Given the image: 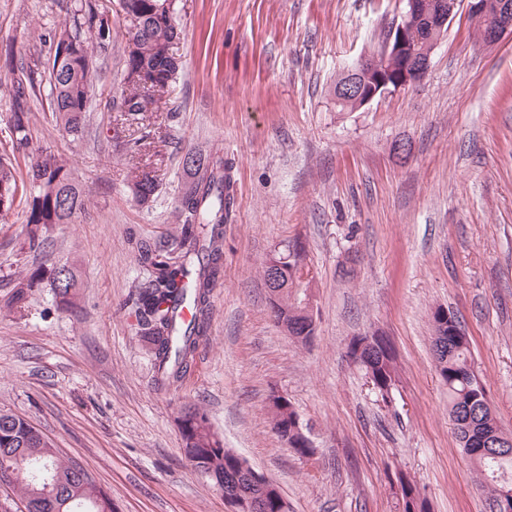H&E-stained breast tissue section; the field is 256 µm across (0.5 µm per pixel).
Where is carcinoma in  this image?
Wrapping results in <instances>:
<instances>
[{"mask_svg": "<svg viewBox=\"0 0 512 512\" xmlns=\"http://www.w3.org/2000/svg\"><path fill=\"white\" fill-rule=\"evenodd\" d=\"M115 12L127 30L124 55L126 85L119 109L144 120L159 110L180 61L173 44L181 31L173 0H115ZM69 21L48 37V49L32 46L20 63V75L9 88L10 116L4 128L7 149L0 153V216H8L17 201L27 205L26 234L21 249L37 251L41 233L53 224H71L85 211L87 193L69 177L66 159L48 149L33 146L30 98L37 86L49 85L50 108L63 130L83 135L86 114L92 111V61L89 46L105 48L111 29L102 0H69ZM198 166L193 181L176 207L180 224L174 247H143L139 263L144 283L133 298L139 336L150 345L155 384L160 389L178 388L194 364L200 342L210 325L211 294L224 278V222L233 200V185L217 149L203 154L189 152ZM25 171H20L18 159ZM157 180L144 172L135 175L138 202L147 204L157 191ZM56 263L42 262L14 280L11 304L25 301L34 289L46 284L61 309L72 312L78 298V279L73 268L63 286L57 282ZM191 312L181 318L182 308ZM433 340L443 343L440 373L448 387V412L457 422L471 418L473 433L497 430L494 412L485 403L483 390L462 374L472 366L470 346L448 335L437 314H432ZM375 381L395 385L396 367L384 362L383 348L363 350ZM272 429L287 428L284 407H269ZM183 452L194 472L215 484H224L236 459L211 431L209 419L198 408L188 407L179 416ZM479 474L480 486L491 494L490 483L512 482V457L495 461L478 449L464 447ZM75 464L63 460L54 442L27 419L0 410V481H10L29 512H115L112 498L89 475L78 477Z\"/></svg>", "mask_w": 512, "mask_h": 512, "instance_id": "carcinoma-1", "label": "carcinoma"}]
</instances>
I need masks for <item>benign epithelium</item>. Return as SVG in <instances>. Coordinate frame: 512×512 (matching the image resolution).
Wrapping results in <instances>:
<instances>
[{
	"instance_id": "1",
	"label": "benign epithelium",
	"mask_w": 512,
	"mask_h": 512,
	"mask_svg": "<svg viewBox=\"0 0 512 512\" xmlns=\"http://www.w3.org/2000/svg\"><path fill=\"white\" fill-rule=\"evenodd\" d=\"M401 20L386 34L378 53L359 59L357 66L337 84L336 103L360 109L374 98L419 81L427 71L431 56L459 12L480 35L481 42L492 47L503 35H512V0H406ZM426 20L429 37L424 49L409 41L408 30ZM481 452L497 456L499 448L512 447V435L477 436ZM221 487L227 512H266L270 498L279 495L275 485L246 463ZM494 512H512V491L493 485Z\"/></svg>"
}]
</instances>
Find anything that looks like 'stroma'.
<instances>
[{
  "label": "stroma",
  "instance_id": "1",
  "mask_svg": "<svg viewBox=\"0 0 512 512\" xmlns=\"http://www.w3.org/2000/svg\"><path fill=\"white\" fill-rule=\"evenodd\" d=\"M405 0H176L182 62L161 111L160 152L108 142L126 124L124 22L95 51L83 138L55 125L47 91L31 102L34 144L61 153L88 194L73 224L50 227L47 254L74 266L77 314L38 288L6 305L24 253L23 207L0 219V409L26 417L79 463L116 512H226L223 493L188 464L183 406L203 409L226 448L273 482L289 512H399L394 482H415L429 512H490L448 415L432 352L435 308L454 312L500 426L512 433V37L481 45L457 16L416 83L350 111L333 88L372 53ZM59 0H0V75L30 35L64 23ZM224 152L235 202L224 224V278L208 338L182 384H152L136 329L142 243H170L191 180L185 155ZM154 171L153 202L130 172ZM300 243L315 333L301 343L268 317L263 268ZM377 331L399 382L380 394L347 355ZM285 394L314 453L272 430L270 391Z\"/></svg>",
  "mask_w": 512,
  "mask_h": 512
}]
</instances>
